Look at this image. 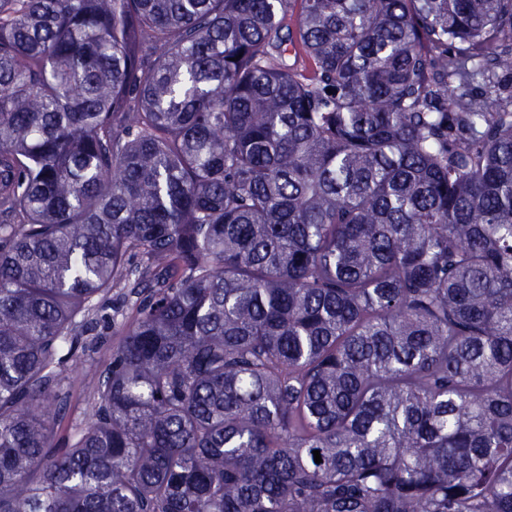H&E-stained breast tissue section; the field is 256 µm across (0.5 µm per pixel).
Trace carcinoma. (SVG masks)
Segmentation results:
<instances>
[{"label": "carcinoma", "mask_w": 512, "mask_h": 512, "mask_svg": "<svg viewBox=\"0 0 512 512\" xmlns=\"http://www.w3.org/2000/svg\"><path fill=\"white\" fill-rule=\"evenodd\" d=\"M0 512H512V0H0ZM65 385L70 391L69 415L71 419H81L84 401L92 395L94 378L85 372L80 364L69 366L65 373Z\"/></svg>", "instance_id": "cac0c4a2"}]
</instances>
